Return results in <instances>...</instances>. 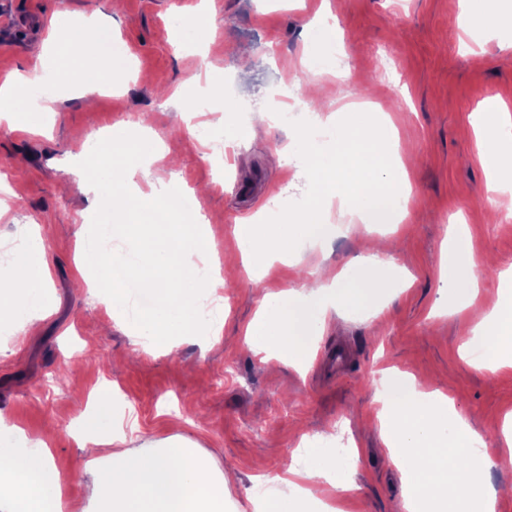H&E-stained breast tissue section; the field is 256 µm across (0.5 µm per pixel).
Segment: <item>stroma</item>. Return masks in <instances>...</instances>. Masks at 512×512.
I'll use <instances>...</instances> for the list:
<instances>
[{
	"mask_svg": "<svg viewBox=\"0 0 512 512\" xmlns=\"http://www.w3.org/2000/svg\"><path fill=\"white\" fill-rule=\"evenodd\" d=\"M198 0H7L0 7V81L33 66L54 33L56 13L98 14L115 26L134 55L142 79L126 78L122 91L98 97L95 108L62 91L41 116L42 131L0 120V265L19 259L16 247L36 218L50 250L49 285L56 309L39 335L15 340L0 332V415L20 426L30 444L45 443L59 470L70 473L67 512H83L86 500L75 470L85 451L72 432L85 420L87 397L102 387L117 389L131 408L125 426L163 440L186 435L221 469L234 470L225 512H252L247 499L257 488L254 463L278 491L298 456L301 435L323 429L347 431L359 449L350 473L355 489L336 501L342 512H406L403 479L389 459L376 414L379 382L386 368L412 373L422 390L449 393L457 411L479 432L499 466L494 485L512 486V445L501 429L512 415V366L490 373L463 357L473 320L436 306L443 287L440 265L455 217L467 224L482 297L493 304L512 269V191L495 190L483 165L473 116L489 102L512 108V29L485 31L469 41L464 0H207L195 45H187L175 19L193 12ZM46 22L29 25L33 12ZM336 17V55L351 78L322 76L325 95L315 110L332 113L346 105L371 104L394 117L401 143L416 158L409 170L412 199L400 226H365L332 208L330 227L317 245H303L290 258L268 259L260 268L241 260L238 231L251 216L278 200L289 220H298L309 190L293 179L282 150L301 123L261 122L259 109L284 90L304 95L309 73L305 27L317 15ZM217 77L232 96L215 100L210 121L182 111L195 80ZM152 116L151 130L180 163L163 174L157 191L178 188L204 210V235L216 260L225 264L224 327L218 343L201 349L186 339L172 348L127 359L128 335L110 326L102 293L74 288L88 266L80 229L97 209L92 197L64 193L59 183L74 169L78 146L102 142L123 152L137 138L131 117ZM232 149L213 160L214 141ZM397 243L394 253L413 277L410 288L390 297L374 294L332 313L306 368L279 356L254 353L244 330L256 317L254 289H300L322 268L341 270L367 253L369 241ZM345 346L342 377H332L337 346Z\"/></svg>",
	"mask_w": 512,
	"mask_h": 512,
	"instance_id": "1",
	"label": "stroma"
}]
</instances>
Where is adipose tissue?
I'll list each match as a JSON object with an SVG mask.
<instances>
[{"label":"adipose tissue","instance_id":"1","mask_svg":"<svg viewBox=\"0 0 512 512\" xmlns=\"http://www.w3.org/2000/svg\"><path fill=\"white\" fill-rule=\"evenodd\" d=\"M41 65V75L20 74L0 86V112L27 116L31 129L54 101L47 83L81 87L91 98L125 75L129 59L110 28L94 18L77 21L62 12L56 39L42 53ZM321 124L330 132L329 140L304 134L284 151L286 164L316 192L306 223L287 224L275 215L248 225L245 252L256 256L267 248L290 256L299 239L318 236L324 212L334 202L369 224L381 204L392 201L397 205L395 219L403 220L411 195L410 157L387 118L372 127L354 107L349 119L325 117ZM482 128L488 164L512 173V121L503 118L500 106L492 105L482 117ZM167 155L166 146L153 134L143 135L126 152L100 153L87 184L102 202H111L119 186L137 175H149L151 165ZM28 236L17 268H0V283L15 285L14 291L0 293V309L8 310L14 334L22 337L33 334L36 323L55 308L47 279V245L39 231H29ZM478 266L465 225H454L441 272L454 311L473 309ZM391 283L403 288L409 280L392 255L374 248L339 273L313 282L307 300H298L292 290L257 289L258 318L248 326L246 342L256 351L277 348L289 363L307 364L313 341L327 324L325 290L335 288L341 301L357 302L363 286ZM480 316L473 329L475 342L462 349L465 358L491 371L512 366V306L498 302ZM377 419L390 459L405 479L408 512H495L497 493L486 476L496 462L482 450L480 435L458 413L451 397L438 389L421 390L413 375L396 372ZM21 435L0 417V512H66L69 475L54 465L46 446L21 447ZM77 443L88 451L78 472L93 512H224L233 477L215 467L189 437L152 441L135 451L127 446L121 420L105 409ZM101 444L110 446L108 456L92 454V447ZM356 462L353 455L341 461L326 449H309L306 468L289 470L285 480L293 495L270 501L266 512H301L299 497L351 491L346 472Z\"/></svg>","mask_w":512,"mask_h":512}]
</instances>
